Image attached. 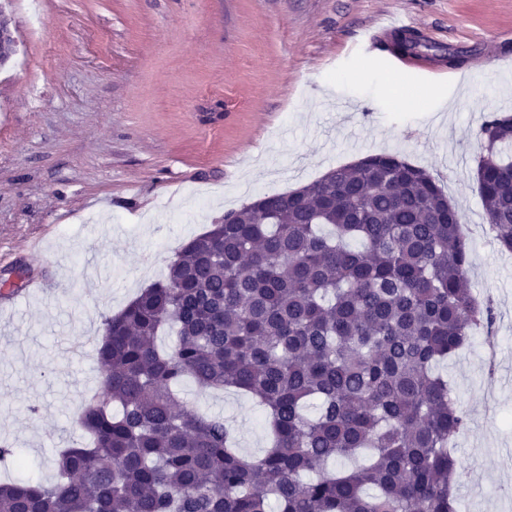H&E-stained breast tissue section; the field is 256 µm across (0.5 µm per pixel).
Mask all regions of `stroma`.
I'll use <instances>...</instances> for the list:
<instances>
[{"label": "stroma", "instance_id": "35a3bbf8", "mask_svg": "<svg viewBox=\"0 0 512 512\" xmlns=\"http://www.w3.org/2000/svg\"><path fill=\"white\" fill-rule=\"evenodd\" d=\"M17 39L0 67V440L4 480L55 477L57 449L96 383L101 319L160 279L190 238L258 197L389 153L425 168L462 217L469 285L490 329L440 372L467 429L457 512H512V252L484 234L476 133L512 113V0H0ZM394 15L464 49L460 81L394 69ZM365 76H358L360 67ZM396 92H381L384 80ZM244 454L268 444L261 408L184 381Z\"/></svg>", "mask_w": 512, "mask_h": 512}]
</instances>
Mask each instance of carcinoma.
Wrapping results in <instances>:
<instances>
[{
  "label": "carcinoma",
  "mask_w": 512,
  "mask_h": 512,
  "mask_svg": "<svg viewBox=\"0 0 512 512\" xmlns=\"http://www.w3.org/2000/svg\"><path fill=\"white\" fill-rule=\"evenodd\" d=\"M387 49L432 46L411 32ZM477 138L480 198L512 252V116L489 113ZM469 257L434 178L387 154L225 214L102 316L82 440L53 481L1 482L0 512H456L467 421L437 366L492 322ZM185 379L256 398L268 448L242 454L223 416L179 400Z\"/></svg>",
  "instance_id": "obj_1"
}]
</instances>
